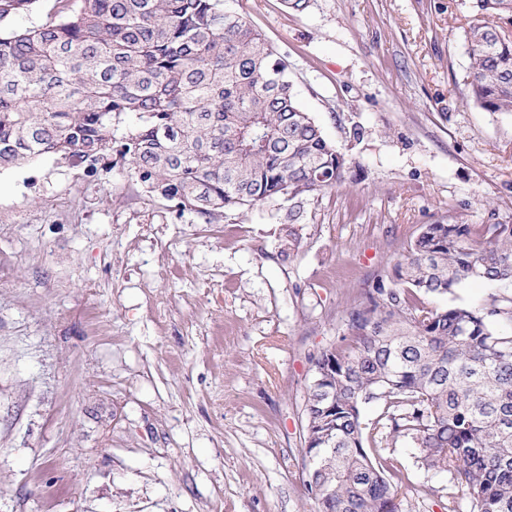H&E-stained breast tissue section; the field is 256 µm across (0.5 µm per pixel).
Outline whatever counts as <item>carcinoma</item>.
<instances>
[{"label": "carcinoma", "mask_w": 512, "mask_h": 512, "mask_svg": "<svg viewBox=\"0 0 512 512\" xmlns=\"http://www.w3.org/2000/svg\"><path fill=\"white\" fill-rule=\"evenodd\" d=\"M40 0H0V22ZM63 17L0 34V169L58 156L128 169L205 223L288 196L286 220L351 160L298 103L288 66L224 0H56ZM471 95L512 112V0H470ZM512 282L511 224L422 226L314 362L304 484L317 512H396L389 446L407 439L473 512H512V300L427 307L470 279ZM331 380L321 379L325 362ZM382 412L364 430L361 410ZM334 404L330 411L328 404Z\"/></svg>", "instance_id": "carcinoma-1"}]
</instances>
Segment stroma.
<instances>
[{
  "mask_svg": "<svg viewBox=\"0 0 512 512\" xmlns=\"http://www.w3.org/2000/svg\"><path fill=\"white\" fill-rule=\"evenodd\" d=\"M355 164L207 224L128 171L0 169V512H315L314 362L422 225L512 224V113L473 102L464 0H224ZM296 247H289V238ZM512 298L471 279L428 307ZM398 512H470L398 441Z\"/></svg>",
  "mask_w": 512,
  "mask_h": 512,
  "instance_id": "obj_1",
  "label": "stroma"
}]
</instances>
